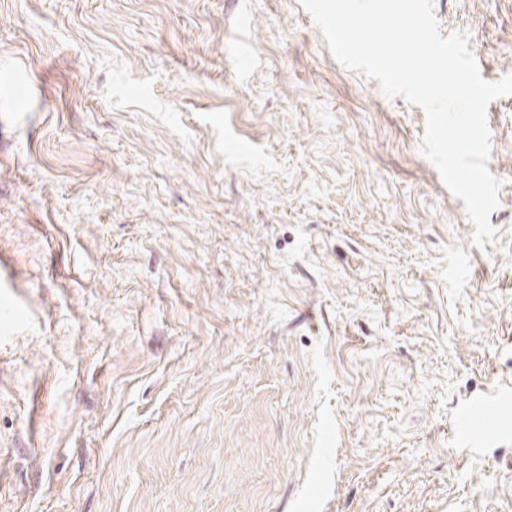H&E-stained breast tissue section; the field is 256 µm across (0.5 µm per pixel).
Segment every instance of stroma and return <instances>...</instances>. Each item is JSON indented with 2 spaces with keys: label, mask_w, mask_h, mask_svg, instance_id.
I'll list each match as a JSON object with an SVG mask.
<instances>
[{
  "label": "stroma",
  "mask_w": 512,
  "mask_h": 512,
  "mask_svg": "<svg viewBox=\"0 0 512 512\" xmlns=\"http://www.w3.org/2000/svg\"><path fill=\"white\" fill-rule=\"evenodd\" d=\"M378 86L300 0H0V512H512V96L479 246Z\"/></svg>",
  "instance_id": "obj_1"
}]
</instances>
